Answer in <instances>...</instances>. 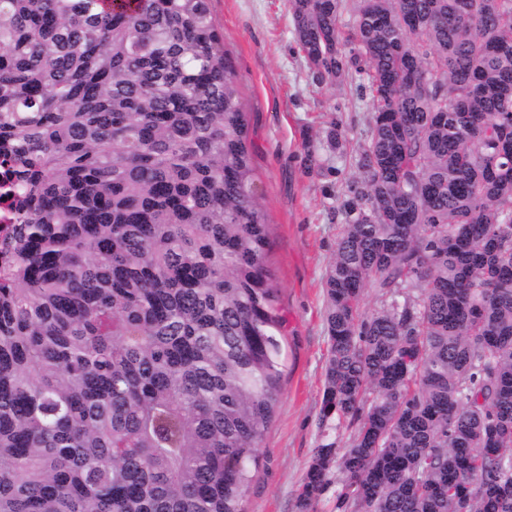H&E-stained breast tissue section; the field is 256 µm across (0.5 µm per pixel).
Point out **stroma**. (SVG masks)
I'll list each match as a JSON object with an SVG mask.
<instances>
[{"mask_svg":"<svg viewBox=\"0 0 512 512\" xmlns=\"http://www.w3.org/2000/svg\"><path fill=\"white\" fill-rule=\"evenodd\" d=\"M211 10L239 78L270 222L268 260L286 319L279 403L244 506L296 512L312 451L329 434L319 424L327 357L323 279L342 230L346 187L358 175L370 100L358 81L324 79L307 66L289 0H211ZM335 124L342 130L336 148L328 137Z\"/></svg>","mask_w":512,"mask_h":512,"instance_id":"stroma-1","label":"stroma"}]
</instances>
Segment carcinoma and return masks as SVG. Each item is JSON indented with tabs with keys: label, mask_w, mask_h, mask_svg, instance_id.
Wrapping results in <instances>:
<instances>
[{
	"label": "carcinoma",
	"mask_w": 512,
	"mask_h": 512,
	"mask_svg": "<svg viewBox=\"0 0 512 512\" xmlns=\"http://www.w3.org/2000/svg\"><path fill=\"white\" fill-rule=\"evenodd\" d=\"M291 9L373 112L297 510L512 512V0ZM0 162V512H245L284 319L210 0H0ZM0 176V223L1 230L5 231L9 227V224H14L16 215L14 207L12 205V197L8 194L11 188L12 179L10 178L8 171L2 168Z\"/></svg>",
	"instance_id": "cac0c4a2"
}]
</instances>
